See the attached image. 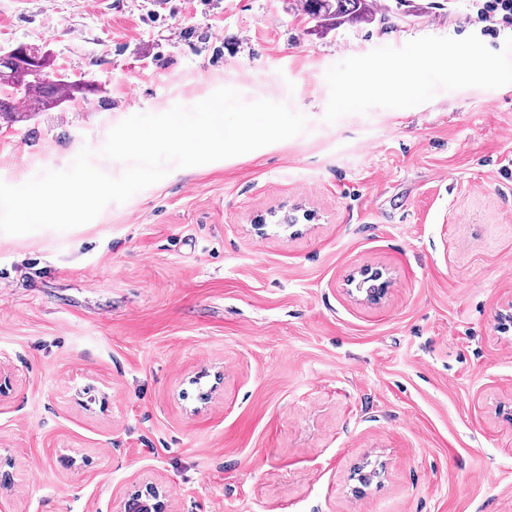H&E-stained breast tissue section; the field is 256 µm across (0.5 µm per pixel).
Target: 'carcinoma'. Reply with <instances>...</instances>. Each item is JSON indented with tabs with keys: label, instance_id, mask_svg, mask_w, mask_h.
<instances>
[{
	"label": "carcinoma",
	"instance_id": "obj_1",
	"mask_svg": "<svg viewBox=\"0 0 512 512\" xmlns=\"http://www.w3.org/2000/svg\"><path fill=\"white\" fill-rule=\"evenodd\" d=\"M303 11L326 28L350 22H370L375 13L369 0H304ZM49 58L36 47L20 45L0 52V85L9 93L0 94V118L13 120L21 112L18 104L32 100L41 111L59 106L88 91V84H74L64 78L48 79Z\"/></svg>",
	"mask_w": 512,
	"mask_h": 512
}]
</instances>
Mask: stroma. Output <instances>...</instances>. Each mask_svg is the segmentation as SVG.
Segmentation results:
<instances>
[{
  "instance_id": "1",
  "label": "stroma",
  "mask_w": 512,
  "mask_h": 512,
  "mask_svg": "<svg viewBox=\"0 0 512 512\" xmlns=\"http://www.w3.org/2000/svg\"><path fill=\"white\" fill-rule=\"evenodd\" d=\"M0 0V50L92 83L0 124V181L221 87L305 132L187 168L85 225L0 234V458L13 512H512V85L323 120L326 70L463 38L471 0ZM381 272L376 304L358 291ZM372 473L359 485L357 471ZM303 11L317 26L338 28L350 22H372L375 17L369 0H303ZM124 512H167V495L158 486L147 483L125 496Z\"/></svg>"
}]
</instances>
